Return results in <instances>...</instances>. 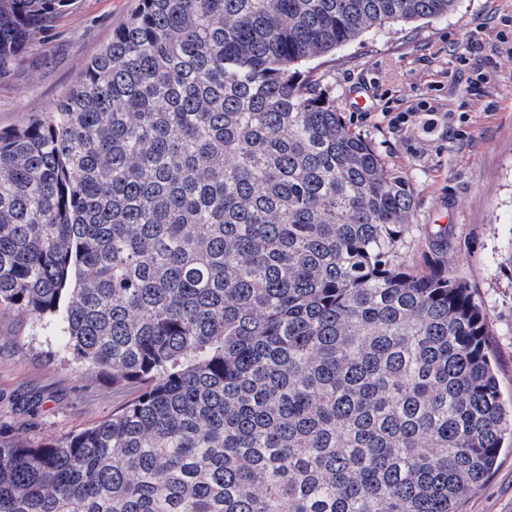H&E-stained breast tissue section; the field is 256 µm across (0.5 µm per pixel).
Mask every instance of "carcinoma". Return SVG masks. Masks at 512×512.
<instances>
[{
  "label": "carcinoma",
  "instance_id": "1",
  "mask_svg": "<svg viewBox=\"0 0 512 512\" xmlns=\"http://www.w3.org/2000/svg\"><path fill=\"white\" fill-rule=\"evenodd\" d=\"M458 0H139L0 130V309L138 396L0 434V512H462L512 438L488 316L303 62ZM72 0H0V76Z\"/></svg>",
  "mask_w": 512,
  "mask_h": 512
}]
</instances>
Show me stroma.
Masks as SVG:
<instances>
[{
    "instance_id": "stroma-1",
    "label": "stroma",
    "mask_w": 512,
    "mask_h": 512,
    "mask_svg": "<svg viewBox=\"0 0 512 512\" xmlns=\"http://www.w3.org/2000/svg\"><path fill=\"white\" fill-rule=\"evenodd\" d=\"M137 5L74 0L0 77V128L51 108ZM306 66L344 121L412 187L399 260L470 288L488 315L501 398L512 406V0H459L448 16L367 32ZM136 394L75 361L54 329L0 310L1 433L65 437ZM463 512H512V447Z\"/></svg>"
}]
</instances>
